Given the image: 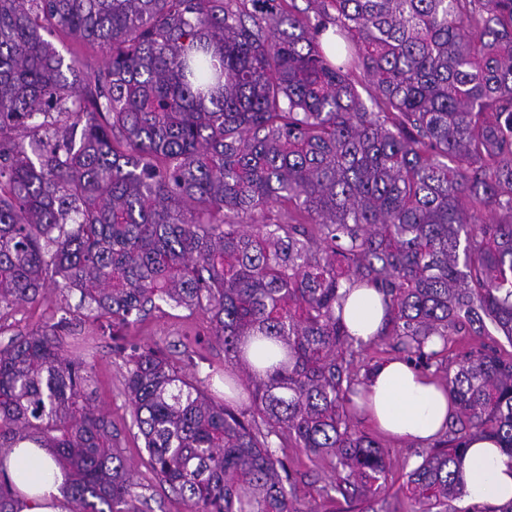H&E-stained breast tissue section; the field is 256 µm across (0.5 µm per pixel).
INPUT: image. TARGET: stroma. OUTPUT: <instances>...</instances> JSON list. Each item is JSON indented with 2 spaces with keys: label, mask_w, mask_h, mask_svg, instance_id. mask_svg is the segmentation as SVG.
Returning <instances> with one entry per match:
<instances>
[{
  "label": "stroma",
  "mask_w": 512,
  "mask_h": 512,
  "mask_svg": "<svg viewBox=\"0 0 512 512\" xmlns=\"http://www.w3.org/2000/svg\"><path fill=\"white\" fill-rule=\"evenodd\" d=\"M62 319L67 322L62 332L65 357L88 367L95 406L121 432L120 446L132 468L138 512H190L187 502L169 485L160 483L147 464L143 439L133 424L125 356L132 345L160 350L183 373L209 379L216 397H224V349L210 334L208 314L166 306L139 322L118 326L111 318L82 307L78 291L52 285L40 302L0 312V348L13 337ZM383 444L390 451L386 494L392 497L405 485L408 473L421 463L429 447L389 438ZM288 454L297 472L296 507L301 512H333L334 503L324 495L333 479L332 470L315 465L296 449H289Z\"/></svg>",
  "instance_id": "stroma-1"
}]
</instances>
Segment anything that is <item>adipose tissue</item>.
<instances>
[{
	"label": "adipose tissue",
	"instance_id": "1",
	"mask_svg": "<svg viewBox=\"0 0 512 512\" xmlns=\"http://www.w3.org/2000/svg\"><path fill=\"white\" fill-rule=\"evenodd\" d=\"M384 315L382 296L373 288H356L343 311L355 339L369 341ZM366 418L382 434L428 443L446 429L454 406L445 388L399 359L382 363L370 376ZM470 503L500 505L512 500V458L493 440L474 438L457 463ZM0 481L20 503V512H62L58 505L63 474L50 449L24 441L0 450Z\"/></svg>",
	"mask_w": 512,
	"mask_h": 512
}]
</instances>
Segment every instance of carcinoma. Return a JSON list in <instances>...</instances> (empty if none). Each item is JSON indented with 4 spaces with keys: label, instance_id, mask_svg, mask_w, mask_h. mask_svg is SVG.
<instances>
[{
    "label": "carcinoma",
    "instance_id": "carcinoma-1",
    "mask_svg": "<svg viewBox=\"0 0 512 512\" xmlns=\"http://www.w3.org/2000/svg\"><path fill=\"white\" fill-rule=\"evenodd\" d=\"M281 2L0 0V310L60 279L118 324L210 312L252 406L133 349L154 475L195 512H300L298 448L329 462L339 512H397L388 450L352 428L375 365L356 367L343 307L378 289L377 338L425 369L487 320L512 345V0ZM53 29L104 67L64 63ZM56 113L72 123L45 140ZM62 345L51 325L0 349V448L53 449L70 512H138ZM444 379L456 416L408 475L409 512H457L472 437L512 458V354L469 351Z\"/></svg>",
    "mask_w": 512,
    "mask_h": 512
}]
</instances>
